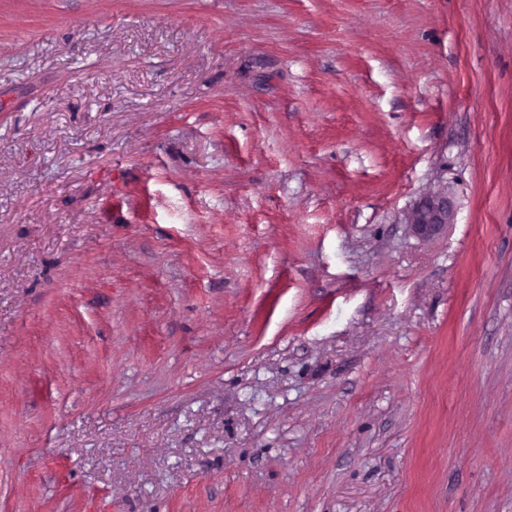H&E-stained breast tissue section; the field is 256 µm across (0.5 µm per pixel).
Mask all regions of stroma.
Segmentation results:
<instances>
[{
  "label": "stroma",
  "instance_id": "1",
  "mask_svg": "<svg viewBox=\"0 0 512 512\" xmlns=\"http://www.w3.org/2000/svg\"><path fill=\"white\" fill-rule=\"evenodd\" d=\"M0 512H512V0H0ZM448 202L432 199L414 213L412 224L421 234H429L448 223Z\"/></svg>",
  "mask_w": 512,
  "mask_h": 512
}]
</instances>
